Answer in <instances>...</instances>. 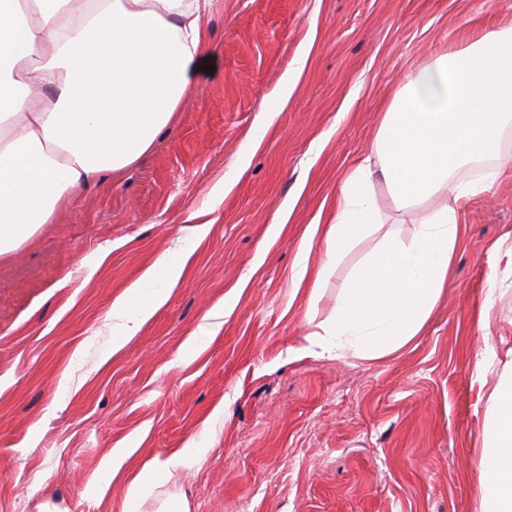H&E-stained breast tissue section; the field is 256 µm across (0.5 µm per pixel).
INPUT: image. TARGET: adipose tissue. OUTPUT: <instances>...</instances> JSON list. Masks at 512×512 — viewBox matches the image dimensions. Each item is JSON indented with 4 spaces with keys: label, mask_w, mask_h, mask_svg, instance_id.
<instances>
[{
    "label": "adipose tissue",
    "mask_w": 512,
    "mask_h": 512,
    "mask_svg": "<svg viewBox=\"0 0 512 512\" xmlns=\"http://www.w3.org/2000/svg\"><path fill=\"white\" fill-rule=\"evenodd\" d=\"M213 0H0V256L17 250L80 187L121 177L155 146L187 96L190 65L210 51L204 28ZM512 122V24L484 28L410 71L367 155L344 178L323 232L317 277L386 216L438 205L410 240L388 233L308 334L324 353L377 361L424 329L448 283L470 199L489 191ZM187 260L160 258L112 303L120 350L164 304ZM479 512H512V360L487 400L481 434ZM190 444L146 463L129 482L122 512H140L173 475L197 461Z\"/></svg>",
    "instance_id": "adipose-tissue-1"
}]
</instances>
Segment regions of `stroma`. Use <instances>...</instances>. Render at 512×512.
<instances>
[{"instance_id": "35a3bbf8", "label": "stroma", "mask_w": 512, "mask_h": 512, "mask_svg": "<svg viewBox=\"0 0 512 512\" xmlns=\"http://www.w3.org/2000/svg\"><path fill=\"white\" fill-rule=\"evenodd\" d=\"M509 19L512 0H214L212 70L190 66L156 146L0 258V512H122L132 474L191 439L205 455L165 487L187 512H478L497 376L474 366L512 348V262L492 249L512 246V165L468 206L425 330L386 359L306 339L381 233L352 246L317 305L292 269L304 244L321 261L308 229L327 223L402 76ZM173 251L185 274L113 352V300ZM116 448L131 454L108 483Z\"/></svg>"}]
</instances>
